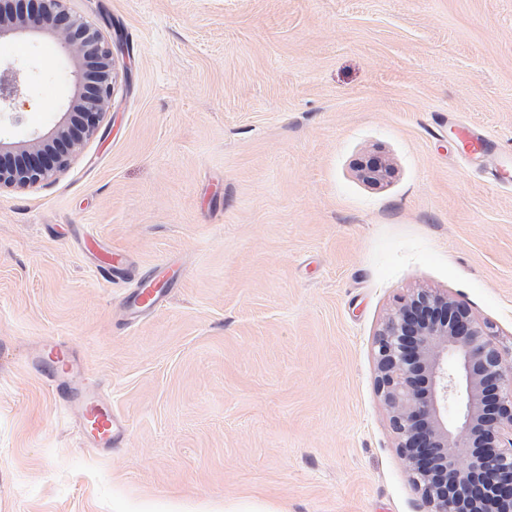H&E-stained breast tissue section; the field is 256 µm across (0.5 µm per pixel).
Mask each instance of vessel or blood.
<instances>
[{"instance_id":"1","label":"vessel or blood","mask_w":512,"mask_h":512,"mask_svg":"<svg viewBox=\"0 0 512 512\" xmlns=\"http://www.w3.org/2000/svg\"><path fill=\"white\" fill-rule=\"evenodd\" d=\"M161 300L158 279L145 276L129 297L128 308L139 316L153 311ZM30 363L45 377L54 398L76 413L81 431L93 447L109 449L125 440L124 419L113 411L111 402L100 391L85 385L84 369L66 342L43 341Z\"/></svg>"}]
</instances>
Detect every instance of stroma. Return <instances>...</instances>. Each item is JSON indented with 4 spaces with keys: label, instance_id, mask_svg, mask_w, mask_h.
<instances>
[{
    "label": "stroma",
    "instance_id": "obj_1",
    "mask_svg": "<svg viewBox=\"0 0 512 512\" xmlns=\"http://www.w3.org/2000/svg\"><path fill=\"white\" fill-rule=\"evenodd\" d=\"M115 46L97 133L0 190V512H426L376 388L401 297L512 349V0H66ZM52 33L0 145L64 119ZM482 130L483 155L460 131ZM389 167L377 184L362 162ZM95 237L125 252L102 278ZM153 313L125 306L165 259ZM57 336L130 435L87 446L28 355Z\"/></svg>",
    "mask_w": 512,
    "mask_h": 512
}]
</instances>
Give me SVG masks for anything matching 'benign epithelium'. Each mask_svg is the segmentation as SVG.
<instances>
[{
  "label": "benign epithelium",
  "instance_id": "1",
  "mask_svg": "<svg viewBox=\"0 0 512 512\" xmlns=\"http://www.w3.org/2000/svg\"><path fill=\"white\" fill-rule=\"evenodd\" d=\"M66 0H0V41L43 28L57 49L83 59L68 101L70 122L35 152L0 146V189L36 186L66 170L92 136L112 99L113 47ZM28 74L0 64V112L27 91ZM377 183L378 161L361 166ZM377 388L391 413L402 455L429 512H512V351L491 340L490 327L449 297L421 291L401 302L376 342Z\"/></svg>",
  "mask_w": 512,
  "mask_h": 512
}]
</instances>
